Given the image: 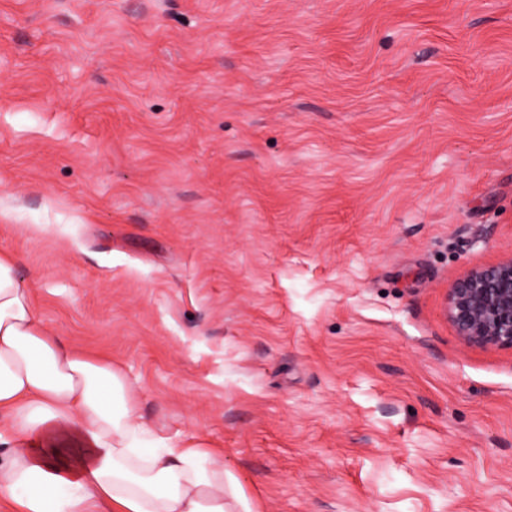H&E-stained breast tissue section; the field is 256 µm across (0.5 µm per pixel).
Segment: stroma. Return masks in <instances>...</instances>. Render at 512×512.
I'll return each instance as SVG.
<instances>
[{
  "mask_svg": "<svg viewBox=\"0 0 512 512\" xmlns=\"http://www.w3.org/2000/svg\"><path fill=\"white\" fill-rule=\"evenodd\" d=\"M0 252L255 512H512V0H0ZM446 314L466 343L512 347V258L470 270L450 288Z\"/></svg>",
  "mask_w": 512,
  "mask_h": 512,
  "instance_id": "stroma-1",
  "label": "stroma"
}]
</instances>
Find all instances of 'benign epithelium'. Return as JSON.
I'll return each instance as SVG.
<instances>
[{"mask_svg":"<svg viewBox=\"0 0 512 512\" xmlns=\"http://www.w3.org/2000/svg\"><path fill=\"white\" fill-rule=\"evenodd\" d=\"M446 314L465 342L512 347V258L470 270L450 288Z\"/></svg>","mask_w":512,"mask_h":512,"instance_id":"obj_1","label":"benign epithelium"}]
</instances>
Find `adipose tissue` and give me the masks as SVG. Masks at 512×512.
I'll return each mask as SVG.
<instances>
[{
  "instance_id": "adipose-tissue-1",
  "label": "adipose tissue",
  "mask_w": 512,
  "mask_h": 512,
  "mask_svg": "<svg viewBox=\"0 0 512 512\" xmlns=\"http://www.w3.org/2000/svg\"><path fill=\"white\" fill-rule=\"evenodd\" d=\"M0 254V501L9 512H252L224 463L139 414L124 374L52 333Z\"/></svg>"
}]
</instances>
